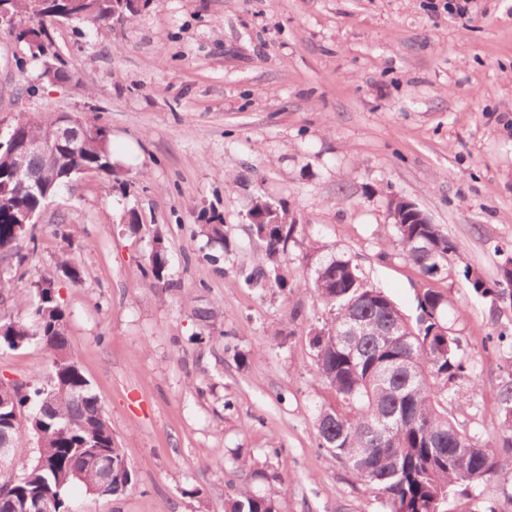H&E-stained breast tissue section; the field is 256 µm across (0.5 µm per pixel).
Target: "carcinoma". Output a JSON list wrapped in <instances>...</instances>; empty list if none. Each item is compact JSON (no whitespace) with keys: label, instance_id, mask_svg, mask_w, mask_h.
Segmentation results:
<instances>
[{"label":"carcinoma","instance_id":"carcinoma-1","mask_svg":"<svg viewBox=\"0 0 512 512\" xmlns=\"http://www.w3.org/2000/svg\"><path fill=\"white\" fill-rule=\"evenodd\" d=\"M136 0H13L11 9L27 22L22 34L49 37L48 25L72 17L75 22L122 20L135 12ZM60 164L29 161L34 175L45 176L50 190L16 179L10 157L0 151V256L12 257L15 213L41 212L57 188L86 167L112 178L116 174L106 138L98 127L84 125V136L59 151ZM259 218L252 232L262 242L266 263L242 273L244 283L262 280L286 287L282 258L295 225L283 207L255 205ZM403 260L422 275L434 277L451 261L455 246L436 224H397ZM162 243H157L145 277L160 284L167 277ZM309 287L330 319L309 332L318 377L334 393V403L316 419L319 447L343 463L388 512H499L494 500L471 491L512 470V380L498 392L501 431L493 444L457 423L448 413L449 384L474 368L472 357L444 321L448 296L427 288L417 295L410 317L382 290L373 287L352 260H318ZM28 319L11 321L0 344L16 349L37 343L51 357L46 383L0 385V439L18 447L21 418L37 439V454L21 463L20 474L0 484V497L11 512H34L36 500L49 498L67 512L65 492L74 483L91 492L93 470L74 475L81 457L105 449L112 457V496L135 484L124 449L112 434L98 396L71 353L66 311L56 294L34 290L24 296ZM387 326L391 336H348L350 318ZM508 450V455L497 449ZM281 491L270 487L234 489L224 498V512H282Z\"/></svg>","mask_w":512,"mask_h":512}]
</instances>
